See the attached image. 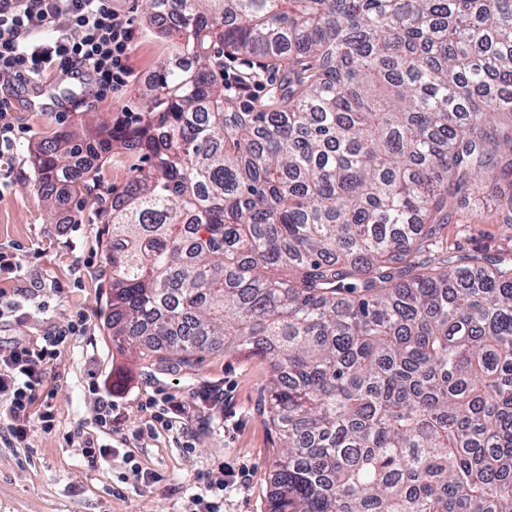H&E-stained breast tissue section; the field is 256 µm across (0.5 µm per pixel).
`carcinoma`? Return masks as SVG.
<instances>
[{
  "instance_id": "obj_1",
  "label": "carcinoma",
  "mask_w": 512,
  "mask_h": 512,
  "mask_svg": "<svg viewBox=\"0 0 512 512\" xmlns=\"http://www.w3.org/2000/svg\"><path fill=\"white\" fill-rule=\"evenodd\" d=\"M145 5L140 125L31 160L49 198L146 155L100 214L112 345L267 360L268 512H512V255L440 248L463 199L512 229V0ZM226 55L286 68L282 104L237 111Z\"/></svg>"
}]
</instances>
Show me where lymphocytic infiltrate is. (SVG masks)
Listing matches in <instances>:
<instances>
[{"instance_id": "1", "label": "lymphocytic infiltrate", "mask_w": 512, "mask_h": 512, "mask_svg": "<svg viewBox=\"0 0 512 512\" xmlns=\"http://www.w3.org/2000/svg\"><path fill=\"white\" fill-rule=\"evenodd\" d=\"M134 36L130 18L106 0H0V78L28 83L61 70L84 77L102 98L126 82L124 61ZM84 326L80 318L42 343L17 341L0 353V408L10 441L24 442L35 424L54 431L53 408L38 392L60 346Z\"/></svg>"}]
</instances>
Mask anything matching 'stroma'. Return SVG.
Returning <instances> with one entry per match:
<instances>
[{"mask_svg":"<svg viewBox=\"0 0 512 512\" xmlns=\"http://www.w3.org/2000/svg\"><path fill=\"white\" fill-rule=\"evenodd\" d=\"M113 9L130 17L135 38L126 61L132 75L107 98L67 95L62 71L49 76L61 95L53 111L33 112L23 96L14 99L18 130L12 149L0 158V251L13 253L41 285L17 295L19 280L0 271V292L18 301V315L0 318V349L9 339L41 342L44 335L85 315L86 329L60 350L48 387L56 429L32 427L28 445L0 441V512H200L210 487L223 486L224 512H267L273 492L271 464L279 440L259 410L268 363L258 356L216 348L199 353L188 365L161 364L138 350L116 349L107 329L110 256L98 222L105 203L137 171L141 154L120 145L100 158L89 183L87 201L60 194L47 204L37 193L31 155L43 137L68 131L77 135L109 125L119 127L134 114L146 89L145 78L168 58L170 45L156 34L144 0H112ZM247 79L250 92L234 95L237 111H271L281 102L284 70L255 56L227 62L225 81ZM449 247L463 253L479 249L511 250L512 231L493 210L462 205L455 223L443 231ZM108 381L117 403L112 426L96 423L94 380ZM206 388L222 390L219 401H198ZM166 393L192 402L187 421L191 450L180 448L178 434L163 429L145 435L150 419L146 401ZM111 444L108 462L90 463L89 441ZM155 472L151 486L134 488L120 477L131 464ZM247 472L237 482L233 471Z\"/></svg>","mask_w":512,"mask_h":512,"instance_id":"35a3bbf8","label":"stroma"}]
</instances>
